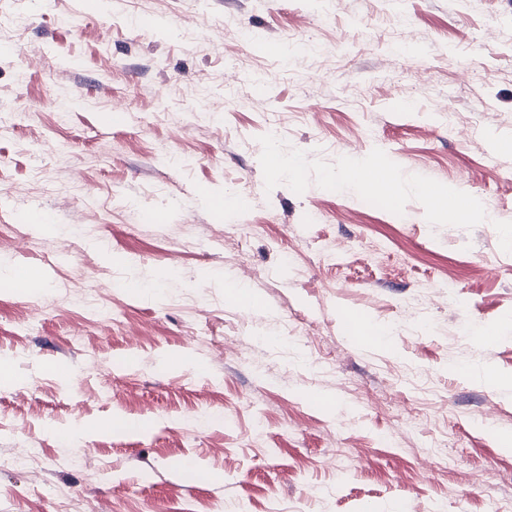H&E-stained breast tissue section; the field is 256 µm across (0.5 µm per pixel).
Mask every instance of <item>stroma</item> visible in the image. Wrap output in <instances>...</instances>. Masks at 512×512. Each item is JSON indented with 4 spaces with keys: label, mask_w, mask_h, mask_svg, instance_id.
Segmentation results:
<instances>
[{
    "label": "stroma",
    "mask_w": 512,
    "mask_h": 512,
    "mask_svg": "<svg viewBox=\"0 0 512 512\" xmlns=\"http://www.w3.org/2000/svg\"><path fill=\"white\" fill-rule=\"evenodd\" d=\"M143 6L147 32L131 0H0V257L59 258L25 294L0 287L22 381L0 388V458L34 443L41 468H0V512H512L490 435L512 432V389L474 378H512V0ZM271 120L296 177L259 149ZM356 129L358 157L398 166L395 195L342 181ZM426 186L492 223L436 216ZM132 270L155 300L117 287ZM224 275L259 305L227 300ZM444 290L458 304L429 303ZM344 313L388 342L353 348Z\"/></svg>",
    "instance_id": "35a3bbf8"
}]
</instances>
